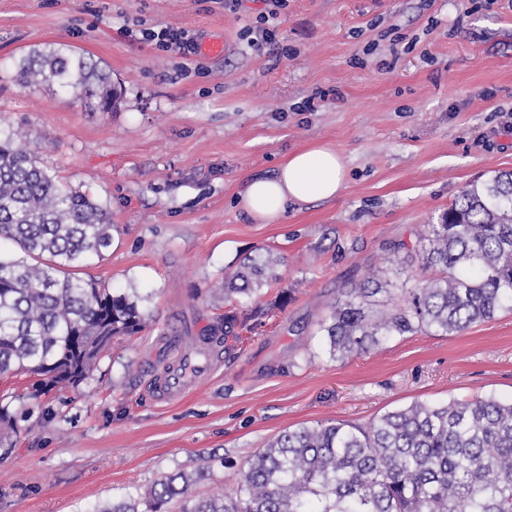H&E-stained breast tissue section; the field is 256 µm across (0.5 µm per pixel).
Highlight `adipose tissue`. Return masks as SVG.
<instances>
[{"label": "adipose tissue", "instance_id": "adipose-tissue-1", "mask_svg": "<svg viewBox=\"0 0 512 512\" xmlns=\"http://www.w3.org/2000/svg\"><path fill=\"white\" fill-rule=\"evenodd\" d=\"M347 172L336 151L323 142L296 150L273 175L247 179L238 193L239 206L258 224H275L289 206L335 199Z\"/></svg>", "mask_w": 512, "mask_h": 512}]
</instances>
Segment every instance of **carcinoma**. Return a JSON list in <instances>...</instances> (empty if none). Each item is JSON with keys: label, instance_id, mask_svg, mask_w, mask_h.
I'll use <instances>...</instances> for the list:
<instances>
[{"label": "carcinoma", "instance_id": "obj_1", "mask_svg": "<svg viewBox=\"0 0 512 512\" xmlns=\"http://www.w3.org/2000/svg\"><path fill=\"white\" fill-rule=\"evenodd\" d=\"M21 85L55 84L108 112L111 75L82 54L36 51L19 67ZM0 377L36 378L31 396L94 369L119 336L144 326L137 302L74 271L113 242L108 210L40 165L30 134L0 127ZM417 266L401 270L403 303L377 308L376 273L347 279L319 328L338 358L391 336L431 329L460 333L512 308V171L470 184L413 245ZM274 260L251 259L224 276V298L254 302ZM246 321L224 314V337ZM17 415L0 406V447H14ZM193 476L169 475L144 496L99 512H512V401H415L366 426L318 421L288 429L260 449L236 489L201 497Z\"/></svg>", "mask_w": 512, "mask_h": 512}]
</instances>
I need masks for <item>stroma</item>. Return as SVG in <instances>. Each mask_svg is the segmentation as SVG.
<instances>
[{
    "label": "stroma",
    "mask_w": 512,
    "mask_h": 512,
    "mask_svg": "<svg viewBox=\"0 0 512 512\" xmlns=\"http://www.w3.org/2000/svg\"><path fill=\"white\" fill-rule=\"evenodd\" d=\"M273 9L275 44L250 45ZM166 25L223 48L185 58L144 40ZM48 45L98 61L117 107L22 88L20 60ZM1 125L108 209L112 248L79 275L136 294L146 323L78 385L35 398L28 376L0 380V404L26 414L0 447V512H93L202 464L193 493H229L287 428L512 399L510 308L345 359L318 330L342 280L409 265L390 243L414 244L470 183L512 170V0H0ZM314 141L339 154L343 192L251 222L244 182ZM257 256L278 265L255 317L222 286ZM232 308L252 325L233 354L181 400H156L153 367L206 346Z\"/></svg>",
    "instance_id": "1"
}]
</instances>
